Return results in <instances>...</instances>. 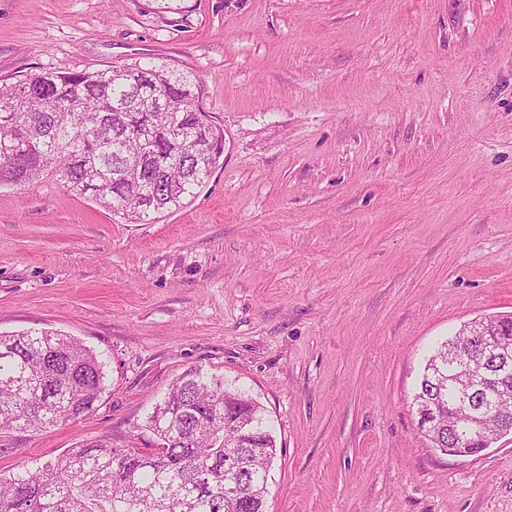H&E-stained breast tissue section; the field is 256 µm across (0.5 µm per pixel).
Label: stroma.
I'll list each match as a JSON object with an SVG mask.
<instances>
[{
  "instance_id": "stroma-1",
  "label": "stroma",
  "mask_w": 512,
  "mask_h": 512,
  "mask_svg": "<svg viewBox=\"0 0 512 512\" xmlns=\"http://www.w3.org/2000/svg\"><path fill=\"white\" fill-rule=\"evenodd\" d=\"M136 61L200 78L224 155L149 224L0 187V333L107 374L0 469L137 433L198 368L266 410L268 512H512V434L445 455L413 404L434 348L512 315V0H0V83Z\"/></svg>"
}]
</instances>
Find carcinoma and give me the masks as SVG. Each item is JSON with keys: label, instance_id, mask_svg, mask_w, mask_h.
<instances>
[{"label": "carcinoma", "instance_id": "1", "mask_svg": "<svg viewBox=\"0 0 512 512\" xmlns=\"http://www.w3.org/2000/svg\"><path fill=\"white\" fill-rule=\"evenodd\" d=\"M200 81L164 64L45 71L0 84V186L52 178L123 219L144 224L177 210L218 166L224 128L201 114ZM444 342L427 360L417 409L440 399L422 436L448 448ZM104 366L81 341L49 329L0 335V431L75 422L105 390ZM153 447L103 438L33 467L0 472V512H267L277 444L256 400L190 369L147 417ZM241 470L226 494L224 455Z\"/></svg>", "mask_w": 512, "mask_h": 512}]
</instances>
